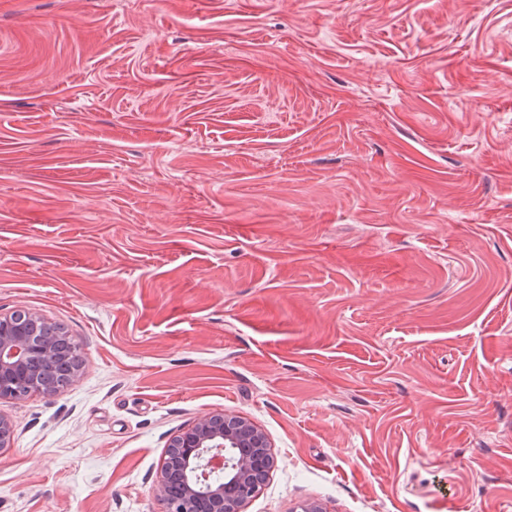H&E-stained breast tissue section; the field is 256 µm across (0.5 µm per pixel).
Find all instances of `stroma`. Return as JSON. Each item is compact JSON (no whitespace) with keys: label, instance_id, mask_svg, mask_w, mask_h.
Listing matches in <instances>:
<instances>
[{"label":"stroma","instance_id":"35a3bbf8","mask_svg":"<svg viewBox=\"0 0 512 512\" xmlns=\"http://www.w3.org/2000/svg\"><path fill=\"white\" fill-rule=\"evenodd\" d=\"M0 512H164L224 411L244 512H512V0H0ZM40 323L49 324L50 321L42 315L21 310L0 313V399L52 395L79 373L80 364L71 367L66 373V381L61 384L39 376L35 366L45 360L55 361L56 347L67 342L65 333L48 334L45 328L38 327ZM227 447L237 448L238 455L228 458ZM270 447L266 433L247 418L203 413L168 444L153 493L164 512H242L274 465ZM220 472L224 481L210 482ZM178 479L183 490L174 498Z\"/></svg>","mask_w":512,"mask_h":512}]
</instances>
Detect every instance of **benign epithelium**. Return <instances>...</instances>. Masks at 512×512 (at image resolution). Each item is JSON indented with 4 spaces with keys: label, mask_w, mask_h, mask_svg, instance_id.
I'll list each match as a JSON object with an SVG mask.
<instances>
[{
    "label": "benign epithelium",
    "mask_w": 512,
    "mask_h": 512,
    "mask_svg": "<svg viewBox=\"0 0 512 512\" xmlns=\"http://www.w3.org/2000/svg\"><path fill=\"white\" fill-rule=\"evenodd\" d=\"M46 317L0 313V399L52 395L61 385L39 376L36 365L56 360L66 334H50ZM266 433L242 416L206 412L164 451L154 495L165 512H242L274 465Z\"/></svg>",
    "instance_id": "7a95c632"
}]
</instances>
